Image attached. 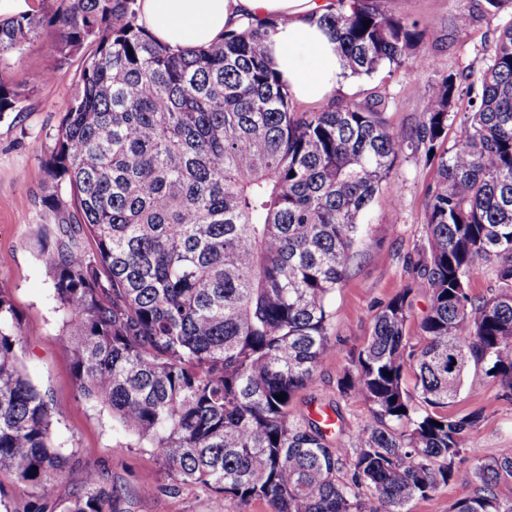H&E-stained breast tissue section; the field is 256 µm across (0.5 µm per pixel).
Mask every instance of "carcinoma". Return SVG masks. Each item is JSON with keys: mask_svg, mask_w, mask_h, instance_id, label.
<instances>
[{"mask_svg": "<svg viewBox=\"0 0 512 512\" xmlns=\"http://www.w3.org/2000/svg\"><path fill=\"white\" fill-rule=\"evenodd\" d=\"M321 22L354 76L401 65L424 36L376 0H336ZM46 24L63 59L94 46L37 200L52 218L39 244L79 393L157 448L177 480L242 506L410 512L457 481L474 489L451 512H512L500 494L512 487V450L478 456L476 414H448L473 369L512 403V21L479 83L450 73L412 87L422 112L408 128L389 123L380 95L295 111L267 61L274 22L175 52L138 24L137 0H54L47 18L0 19V60ZM23 100L0 75V113L22 111ZM462 101L449 149V113ZM403 157L435 168L425 238L412 283L377 313L339 384L370 403V420L335 440L326 421H342L339 409L317 420L293 398L338 355L329 297L376 195L397 202ZM491 259L497 289L476 297L471 277ZM419 281L430 308L412 336ZM22 353L0 286V474L31 489L24 512H48L68 456ZM111 501L89 470L62 512H112Z\"/></svg>", "mask_w": 512, "mask_h": 512, "instance_id": "1", "label": "carcinoma"}]
</instances>
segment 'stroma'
<instances>
[{
	"mask_svg": "<svg viewBox=\"0 0 512 512\" xmlns=\"http://www.w3.org/2000/svg\"><path fill=\"white\" fill-rule=\"evenodd\" d=\"M381 6L396 17L420 22L425 34L415 51L430 57L434 65L422 70L408 62L370 78H353L350 88L337 93L336 99L361 100L381 93L388 100L386 116L398 127L415 124L420 117L421 102L410 92L413 85L461 71L479 78L499 29L512 20L508 2L497 10L478 7L476 0H381ZM464 15L469 22L463 26L459 19ZM84 58L80 51L58 63L54 30L47 27L23 53L0 61V74L25 92L23 111L0 116V286L7 289L21 325L25 370L47 394L55 441L70 456L56 501H69L82 488L87 469L93 468L114 489L113 512H271L263 499L241 508L233 500L177 482L160 463L155 448L129 435L111 411L77 390L53 284L31 239L37 225L48 219L35 203L45 178L42 160L55 145L62 110ZM43 70L52 72V80L27 89L29 76ZM433 175L425 161L400 160L393 185L398 204L381 195L366 211L355 246L357 256L329 302L328 331L339 355L324 362L294 398L303 413L339 406L342 437L352 436L368 421L369 405L361 397L341 393L339 382L364 349L376 314L408 281L407 264L425 235L424 201ZM497 390L483 372H470L448 409L454 416L479 413L471 439L476 453L485 458L512 448V403L499 400ZM147 482L156 488L150 497L141 493Z\"/></svg>",
	"mask_w": 512,
	"mask_h": 512,
	"instance_id": "1",
	"label": "stroma"
}]
</instances>
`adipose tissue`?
Here are the masks:
<instances>
[{"mask_svg": "<svg viewBox=\"0 0 512 512\" xmlns=\"http://www.w3.org/2000/svg\"><path fill=\"white\" fill-rule=\"evenodd\" d=\"M139 23L171 49L208 46L248 21H276L272 67L295 100L322 104L349 82L336 41L321 25L333 0H139Z\"/></svg>", "mask_w": 512, "mask_h": 512, "instance_id": "obj_1", "label": "adipose tissue"}]
</instances>
